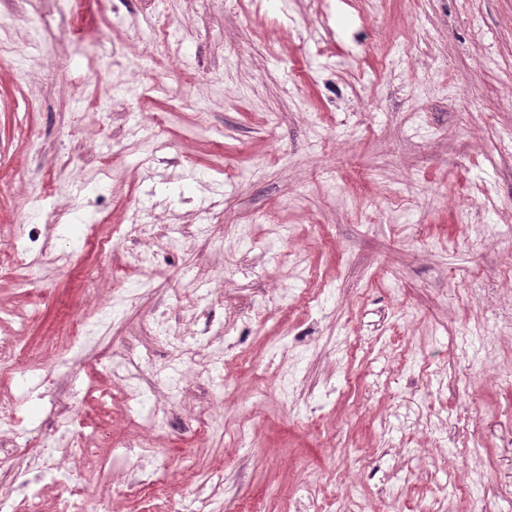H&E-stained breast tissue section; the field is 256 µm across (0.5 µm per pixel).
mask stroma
Masks as SVG:
<instances>
[{"label": "stroma", "mask_w": 512, "mask_h": 512, "mask_svg": "<svg viewBox=\"0 0 512 512\" xmlns=\"http://www.w3.org/2000/svg\"><path fill=\"white\" fill-rule=\"evenodd\" d=\"M160 8L158 41L137 9L0 0V242L58 209L98 226L54 233L70 263L29 282L0 266V336L24 322L30 346L62 347L81 313L167 364L151 316L210 320L209 375L140 381L179 424L147 446L184 503L219 460L214 512H512V338L474 290L512 303V0ZM134 209L154 238L111 249ZM122 385L66 391L116 449L140 434ZM164 504L121 482L85 508Z\"/></svg>", "instance_id": "35a3bbf8"}]
</instances>
